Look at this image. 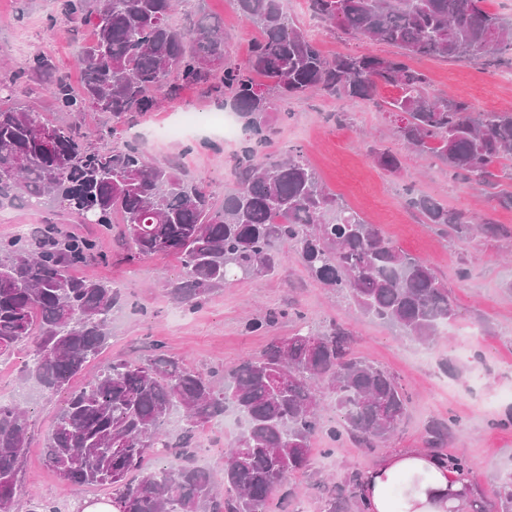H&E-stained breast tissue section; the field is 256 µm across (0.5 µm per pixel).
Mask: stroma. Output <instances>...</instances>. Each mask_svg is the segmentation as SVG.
<instances>
[{
  "label": "stroma",
  "instance_id": "stroma-1",
  "mask_svg": "<svg viewBox=\"0 0 512 512\" xmlns=\"http://www.w3.org/2000/svg\"><path fill=\"white\" fill-rule=\"evenodd\" d=\"M189 4L223 20L229 59L245 63L253 33L242 21L235 0H189ZM93 32L88 23L74 27L57 11L54 0H0V101L10 102V88L20 84L28 90V104L44 110L53 121L68 122L69 113L56 111L43 82L24 69L29 57L48 45L56 66L73 86H80L82 73L76 61ZM315 38L330 57L340 52L379 56L393 52L383 43L337 37L324 26ZM413 65L428 75L432 94L470 101L479 110L512 108L510 65L489 68L479 58L467 63L421 58ZM188 108L219 112L223 106L201 89L188 87L177 100L164 102L159 111L146 113L120 132H113L111 121L98 112L82 113L81 123L92 132L93 145H106L118 134L136 141L148 162L179 158L182 171L208 184L216 198H223L231 186L225 165L239 144L209 129L166 138L162 126ZM336 112L347 114L346 125L339 127L331 121ZM271 123L276 133L266 144V152L303 146L331 192L400 248L431 263L457 310L450 339L424 346L396 336L390 327L361 315L292 260L275 275L236 280L210 295L199 309L186 311L165 292L166 281L179 270L176 256L128 260L120 241L121 224H111L105 231L96 224H79L56 203H46L39 210L1 209L0 240L16 234L22 224H56L99 239L97 256L74 267L73 273L124 287L126 305L113 316L112 336L98 357L102 363L117 356L135 359L159 344L174 355L187 357L194 368L225 369L259 354L272 337L295 331L297 322L291 311H301L314 328L333 320L342 322L351 333L353 354L388 369L408 390L411 402L406 420L388 445L369 448L347 440L335 447L326 431L314 439L312 466L290 479L306 512H323L329 489L350 472L368 470L388 448L423 447L421 435L436 419L448 425V454L466 455L479 495H489L500 478L512 471V427L500 424L512 415V403L502 398L512 390V238L483 235L465 244L438 234L406 207L402 188L414 185L448 206L469 208L480 217L492 216L511 230L512 210L499 208L484 187L449 181L447 168L436 158L401 150L392 136L390 113L369 103L350 105L311 91L289 101L286 111L272 113ZM380 148L400 151L403 165L398 173H389L377 163L375 152ZM463 267L470 271L465 280L458 277ZM266 312L280 315L272 330L247 332V321ZM66 398L63 392L43 393L29 401L32 437L22 490L27 497L54 498L62 512H76L82 500L100 499L107 492L76 490L43 463L48 430Z\"/></svg>",
  "mask_w": 512,
  "mask_h": 512
}]
</instances>
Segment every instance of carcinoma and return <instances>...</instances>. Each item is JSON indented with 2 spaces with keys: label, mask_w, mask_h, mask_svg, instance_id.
Instances as JSON below:
<instances>
[{
  "label": "carcinoma",
  "mask_w": 512,
  "mask_h": 512,
  "mask_svg": "<svg viewBox=\"0 0 512 512\" xmlns=\"http://www.w3.org/2000/svg\"><path fill=\"white\" fill-rule=\"evenodd\" d=\"M76 23L94 18V34L78 63L84 83L74 89L46 50L28 70L46 78L62 112L92 110L112 128L157 110L185 84H202L230 103L249 133L229 163L234 188L216 202L208 185L179 172L175 162L152 164L126 140L95 148L80 121L63 125L26 106L0 105V203L26 206L35 196L59 202L82 222L110 224L118 214L130 260L181 257L167 284L170 298L194 310L233 279L273 274L293 258L314 279L345 296L363 315L422 345L456 320L448 289L431 264L401 249L329 191L303 147L264 153L270 112L311 90L349 103L368 101L396 116L393 136L429 154L454 181L493 190L512 210V110L478 111L469 102L429 94V78L412 57L512 60V20L484 0H305L310 16L337 33L400 49L393 57L366 53L327 57L285 9L283 0H236L257 33L248 61L227 57L224 22L188 14L169 23L174 0H55ZM395 87L392 100L379 98ZM396 173L400 155L376 151ZM406 205L438 233L457 240L478 234L504 239L512 231L477 222L468 208L450 209L403 188ZM97 242L40 224L0 244V360L29 347L21 382L46 393L67 392L47 436V466L76 488L105 486L120 512H267L279 495L286 512L295 491L289 478L312 463L311 442L327 432L369 446L398 431L411 397L382 367L354 356L337 321L312 330L300 313L298 331L277 337L257 356L226 370L200 371L157 347L146 359L115 358L84 374L111 337L123 291L69 273L91 260ZM279 319L267 313L246 329L262 332ZM336 411L324 430L321 412ZM244 420L224 456L222 479L193 463L200 428L225 414ZM31 433L26 403H0V512H61L53 501L21 496V464ZM172 457L155 469L150 450ZM359 474L331 489L324 512H347ZM473 512H512V473Z\"/></svg>",
  "instance_id": "1"
}]
</instances>
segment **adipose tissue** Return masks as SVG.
<instances>
[{"instance_id": "obj_1", "label": "adipose tissue", "mask_w": 512, "mask_h": 512, "mask_svg": "<svg viewBox=\"0 0 512 512\" xmlns=\"http://www.w3.org/2000/svg\"><path fill=\"white\" fill-rule=\"evenodd\" d=\"M360 496L366 512H471L477 489L430 449L401 448L362 474Z\"/></svg>"}]
</instances>
